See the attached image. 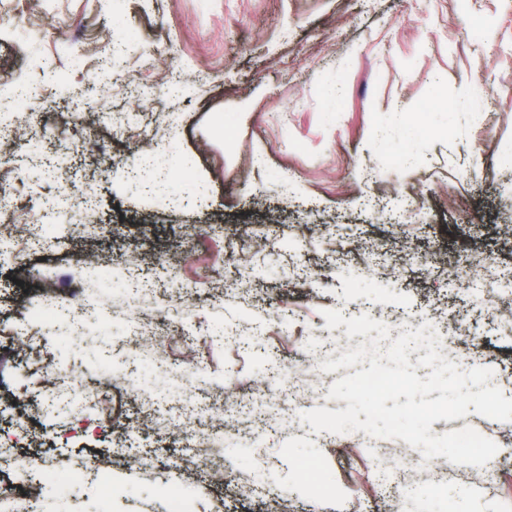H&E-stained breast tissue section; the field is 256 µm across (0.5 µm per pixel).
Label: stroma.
I'll return each instance as SVG.
<instances>
[{
    "instance_id": "35a3bbf8",
    "label": "stroma",
    "mask_w": 512,
    "mask_h": 512,
    "mask_svg": "<svg viewBox=\"0 0 512 512\" xmlns=\"http://www.w3.org/2000/svg\"><path fill=\"white\" fill-rule=\"evenodd\" d=\"M47 57L60 80L27 105L32 141L0 162V210L45 242L22 255L0 240V439L63 473L118 442L150 460H113L109 498L89 479L48 483L36 512H162L172 484L191 512H267L274 498L288 512H512V422L435 421L432 435L469 426L499 446L436 485L446 457L297 418L347 406L328 393L349 368L322 371L314 351L328 335L348 350L345 327H326L334 309L394 336L446 327L456 357L512 387V0H0V115ZM77 91L91 111L74 109ZM378 196L414 205L392 224ZM169 265L177 292L115 314L129 272ZM60 279L99 316L36 324L30 355L8 329L28 289ZM142 314L154 336L134 359ZM156 350L181 366L182 400L223 384L248 412L229 423L214 407L196 435L144 425L167 392L142 372ZM58 370L108 395L101 429L52 404L42 377ZM202 434L222 441L228 493L185 474Z\"/></svg>"
}]
</instances>
